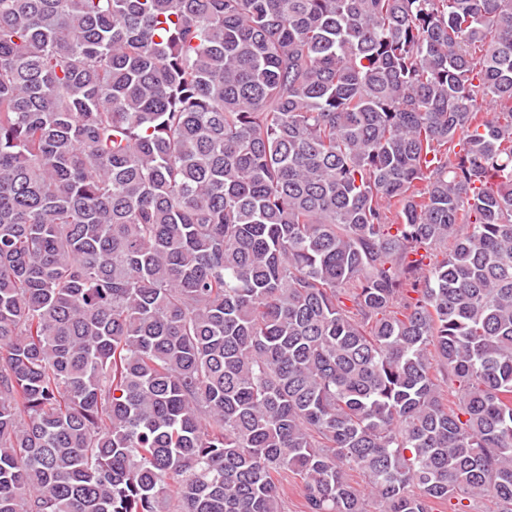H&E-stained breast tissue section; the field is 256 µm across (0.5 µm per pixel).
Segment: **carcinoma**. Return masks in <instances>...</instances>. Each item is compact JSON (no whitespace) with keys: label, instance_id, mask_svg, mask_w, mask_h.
<instances>
[{"label":"carcinoma","instance_id":"1","mask_svg":"<svg viewBox=\"0 0 512 512\" xmlns=\"http://www.w3.org/2000/svg\"><path fill=\"white\" fill-rule=\"evenodd\" d=\"M290 475L512 512V0H0V512Z\"/></svg>","mask_w":512,"mask_h":512}]
</instances>
